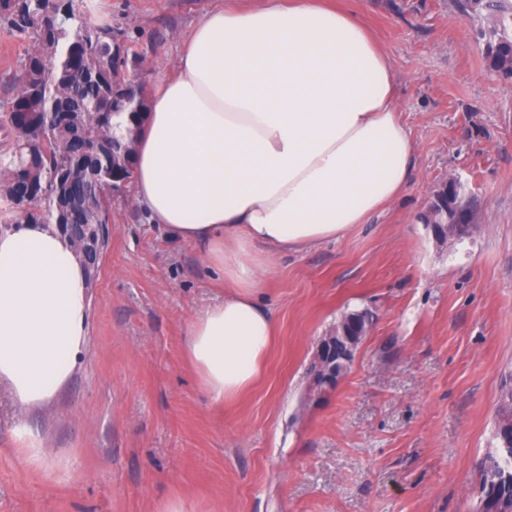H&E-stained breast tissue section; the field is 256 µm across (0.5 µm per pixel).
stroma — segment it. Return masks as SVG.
<instances>
[{
  "label": "stroma",
  "mask_w": 512,
  "mask_h": 512,
  "mask_svg": "<svg viewBox=\"0 0 512 512\" xmlns=\"http://www.w3.org/2000/svg\"><path fill=\"white\" fill-rule=\"evenodd\" d=\"M95 23L170 76L212 0H95ZM392 60L415 145L401 200L339 240L276 259L262 285L275 341L256 383L211 403L186 355L189 322L223 300L196 246L112 193L74 371L24 407L0 387V512H476L477 464L512 379V75L491 70L453 0H337ZM479 229L438 243L420 216L448 177ZM374 322L347 373L305 401L324 333Z\"/></svg>",
  "instance_id": "obj_1"
}]
</instances>
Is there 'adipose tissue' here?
<instances>
[{"label": "adipose tissue", "mask_w": 512, "mask_h": 512, "mask_svg": "<svg viewBox=\"0 0 512 512\" xmlns=\"http://www.w3.org/2000/svg\"><path fill=\"white\" fill-rule=\"evenodd\" d=\"M390 58L352 12L317 0L206 10L160 83L134 160L149 223L200 246L228 288L193 318L186 354L219 404L262 373L274 318L259 302L278 257L343 237L398 200L413 140ZM86 272L53 225L0 233V383L26 407L73 372Z\"/></svg>", "instance_id": "adipose-tissue-1"}]
</instances>
